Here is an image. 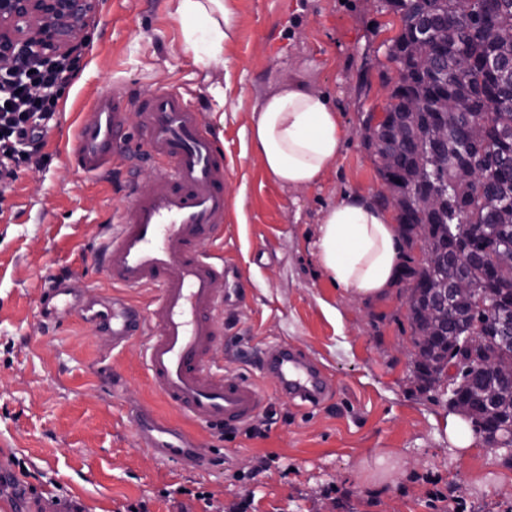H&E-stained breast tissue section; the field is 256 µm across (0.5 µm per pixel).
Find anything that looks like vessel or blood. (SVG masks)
I'll list each match as a JSON object with an SVG mask.
<instances>
[{
  "mask_svg": "<svg viewBox=\"0 0 512 512\" xmlns=\"http://www.w3.org/2000/svg\"><path fill=\"white\" fill-rule=\"evenodd\" d=\"M137 105L144 150H120L130 105ZM90 119L74 134L69 158L82 173L100 177L115 161L143 162L154 176L134 184L128 203L113 217L102 246V264L114 284L150 288L149 307L116 300L105 316L106 333L119 347L144 337L146 371L165 402L201 425L252 420L265 403L248 378L226 373L212 353L224 335L218 315L226 290L239 269L222 255L209 254L206 242L224 231L227 172L224 157L199 112L174 88H159L131 102L119 85L97 96ZM45 318L66 321L87 310L78 289L52 281L40 300ZM265 367L277 376L281 392L312 404L332 386L319 364L291 347L274 344ZM138 441L152 454L185 466L202 458L179 427L147 409L135 418Z\"/></svg>",
  "mask_w": 512,
  "mask_h": 512,
  "instance_id": "b4317fda",
  "label": "vessel or blood"
}]
</instances>
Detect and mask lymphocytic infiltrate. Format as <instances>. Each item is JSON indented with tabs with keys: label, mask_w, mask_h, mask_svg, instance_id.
Here are the masks:
<instances>
[{
	"label": "lymphocytic infiltrate",
	"mask_w": 512,
	"mask_h": 512,
	"mask_svg": "<svg viewBox=\"0 0 512 512\" xmlns=\"http://www.w3.org/2000/svg\"><path fill=\"white\" fill-rule=\"evenodd\" d=\"M79 68V56L45 58L30 50L17 57L12 69L0 70L1 184L12 183L19 171L45 161V136ZM34 85L40 95L31 93Z\"/></svg>",
	"instance_id": "lymphocytic-infiltrate-1"
}]
</instances>
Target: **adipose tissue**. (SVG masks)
I'll use <instances>...</instances> for the list:
<instances>
[{
    "label": "adipose tissue",
    "mask_w": 512,
    "mask_h": 512,
    "mask_svg": "<svg viewBox=\"0 0 512 512\" xmlns=\"http://www.w3.org/2000/svg\"><path fill=\"white\" fill-rule=\"evenodd\" d=\"M188 27L185 40L202 47L208 64L224 62L232 34L229 0H174ZM346 132L327 96L304 81L281 83L254 108L251 144L275 182L309 188L340 154ZM315 258L337 286L378 297L394 282L403 257L401 235L387 212L354 196L329 207L318 227Z\"/></svg>",
    "instance_id": "1"
}]
</instances>
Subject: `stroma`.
<instances>
[{
	"instance_id": "35a3bbf8",
	"label": "stroma",
	"mask_w": 512,
	"mask_h": 512,
	"mask_svg": "<svg viewBox=\"0 0 512 512\" xmlns=\"http://www.w3.org/2000/svg\"><path fill=\"white\" fill-rule=\"evenodd\" d=\"M225 65L187 48L171 0H106L84 31L81 70L47 134L49 161L21 171L0 196V455L36 493L85 512H205L210 493L248 512H512V460L481 439L458 451L445 434L446 398L413 376L408 270L425 261L405 246L403 271L366 300L320 270L314 242L340 200L378 199L384 185L360 131L384 112L395 76L386 54L402 23L380 0H233ZM304 75L328 96L347 132L316 186L269 179L249 145L254 106L277 83ZM119 83L145 95L174 86L192 100L224 153L228 216L215 250L241 271L224 305V345L214 356L266 402L253 423L189 425L152 389L143 345L111 348L84 321L40 315L50 280L73 277L94 302L114 288L95 251L133 178L115 165L96 179L69 148L92 98ZM224 89L216 101L210 86ZM282 343L313 357L333 388L316 405L282 394L264 350ZM148 408L189 426L208 464L187 468L139 446L133 416Z\"/></svg>"
}]
</instances>
